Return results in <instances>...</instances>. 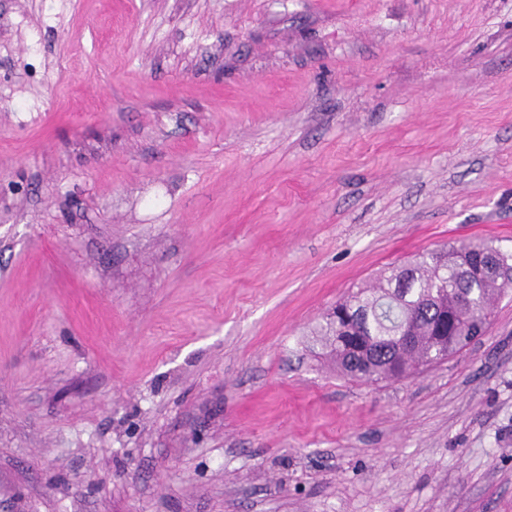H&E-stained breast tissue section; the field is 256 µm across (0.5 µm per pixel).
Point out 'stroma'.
<instances>
[{
  "label": "stroma",
  "instance_id": "1",
  "mask_svg": "<svg viewBox=\"0 0 512 512\" xmlns=\"http://www.w3.org/2000/svg\"><path fill=\"white\" fill-rule=\"evenodd\" d=\"M512 247V0H0V512H512V284L341 375L337 300Z\"/></svg>",
  "mask_w": 512,
  "mask_h": 512
}]
</instances>
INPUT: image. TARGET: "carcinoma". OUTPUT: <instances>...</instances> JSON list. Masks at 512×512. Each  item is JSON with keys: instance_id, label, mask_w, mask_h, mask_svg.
<instances>
[{"instance_id": "1", "label": "carcinoma", "mask_w": 512, "mask_h": 512, "mask_svg": "<svg viewBox=\"0 0 512 512\" xmlns=\"http://www.w3.org/2000/svg\"><path fill=\"white\" fill-rule=\"evenodd\" d=\"M475 249L512 270V249L461 243L419 254L405 286L401 280L407 272L394 268L378 288L360 289L336 302L320 332L340 373L370 382L398 380L410 362H440L481 336L496 282L464 277V266L476 262ZM404 324L414 329L419 345L412 355L400 335Z\"/></svg>"}]
</instances>
